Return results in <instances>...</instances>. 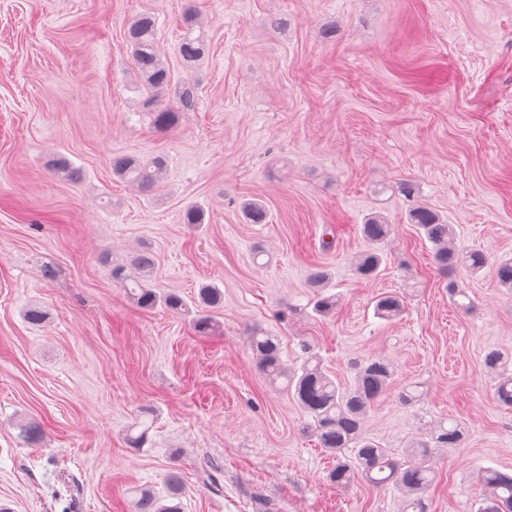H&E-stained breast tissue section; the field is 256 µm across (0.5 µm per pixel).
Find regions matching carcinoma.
I'll use <instances>...</instances> for the list:
<instances>
[{
	"label": "carcinoma",
	"instance_id": "1",
	"mask_svg": "<svg viewBox=\"0 0 512 512\" xmlns=\"http://www.w3.org/2000/svg\"><path fill=\"white\" fill-rule=\"evenodd\" d=\"M156 31V17L146 12L130 24L127 38L149 90L146 106L153 124L161 131H168L177 125L180 113L195 109L197 99L194 88L184 86L178 91L175 105L161 103L159 92L168 87L170 73L160 58ZM178 52L184 61L195 62L203 56L204 45L187 33L179 44ZM165 168V160L160 156L149 160L128 155L112 156V172L143 189L154 187ZM243 211L253 224H261L266 219V211L258 202L246 203ZM409 220L432 244L434 261L442 273H450L460 266L477 273L488 265L489 258L483 251L459 250L452 225L431 208L414 205L409 210ZM361 233L368 247L356 257L353 267L359 278L369 280L378 276L384 262L380 244L388 238L390 224L382 215L375 214L361 225ZM154 265V254L142 251L132 257L130 266L112 267V279L142 307H154L160 303L175 312L184 310V301L178 295L159 296L148 287L147 278ZM493 271L500 286L512 289V261L495 264ZM329 279L330 273L323 267L315 268L309 275L311 286L319 289L314 298V311L320 315L336 307L335 297L320 292ZM199 299L203 307L213 310L221 306L223 294L220 289L208 286L200 290ZM403 310V297L397 293H387L375 304V314L386 320L397 318ZM249 345L259 369L270 380L286 379L288 393L309 417L304 432L316 437L319 447L336 456V467L329 475L332 482L348 485L360 476L376 488H391L399 492L402 495V512H427L424 494L434 480L427 466L428 458L438 448L459 447L465 438L461 422L450 418L435 421L428 431L414 436L404 452L407 460L400 462L391 449L374 443L363 430L364 419L393 384L395 371L389 361L383 358L351 361L353 382L341 386L312 354L300 365L287 367L281 357L280 340L268 332L253 331ZM506 363L504 355L496 349L489 350L484 356V366L497 374L493 397L502 405L512 407V375L506 372ZM149 429L150 426L140 421L132 425L126 434L128 447L136 451L143 449ZM481 481L485 506L479 512H512V475L486 469ZM180 499V482L173 475L166 484V495L157 496L143 491L133 501V509L134 512H182Z\"/></svg>",
	"mask_w": 512,
	"mask_h": 512
}]
</instances>
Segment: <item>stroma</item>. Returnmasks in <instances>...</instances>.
I'll return each instance as SVG.
<instances>
[{
    "label": "stroma",
    "instance_id": "stroma-1",
    "mask_svg": "<svg viewBox=\"0 0 512 512\" xmlns=\"http://www.w3.org/2000/svg\"><path fill=\"white\" fill-rule=\"evenodd\" d=\"M145 11L171 75L163 100L197 92L167 132L125 39ZM187 33L206 46L192 64ZM116 153L164 155L162 180L119 181ZM57 158L82 178L57 175ZM252 200L265 223L246 222ZM413 200L459 246L512 259V0H0V505L131 512L174 471L183 512H399L396 492L330 481L284 381L256 366L260 329L285 363L311 347L342 384L352 359L391 361L365 433L394 453L431 421H462V446L431 461L428 512H476L480 472L512 473V408L483 364L495 348L512 371V290L461 270L472 308H457L408 222ZM191 205L202 223H184ZM376 213L391 233L362 280L352 262ZM143 246L149 287L186 311L140 307L113 282ZM317 266L336 298L324 316ZM205 284L224 294L213 336L191 325ZM384 292L405 297L390 322L374 313ZM32 306L44 324L25 320ZM411 382L421 397L406 408ZM144 409L155 421L137 452L124 436ZM22 422L41 425L37 443L18 440Z\"/></svg>",
    "mask_w": 512,
    "mask_h": 512
}]
</instances>
